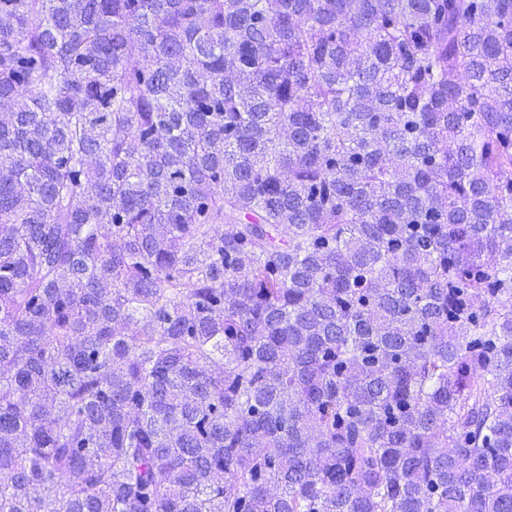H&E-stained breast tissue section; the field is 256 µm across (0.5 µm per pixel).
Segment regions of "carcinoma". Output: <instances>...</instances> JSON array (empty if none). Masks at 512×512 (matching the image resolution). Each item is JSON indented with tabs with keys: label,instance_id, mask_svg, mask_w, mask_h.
Returning <instances> with one entry per match:
<instances>
[{
	"label": "carcinoma",
	"instance_id": "carcinoma-1",
	"mask_svg": "<svg viewBox=\"0 0 512 512\" xmlns=\"http://www.w3.org/2000/svg\"><path fill=\"white\" fill-rule=\"evenodd\" d=\"M0 512H512V0H0Z\"/></svg>",
	"mask_w": 512,
	"mask_h": 512
}]
</instances>
